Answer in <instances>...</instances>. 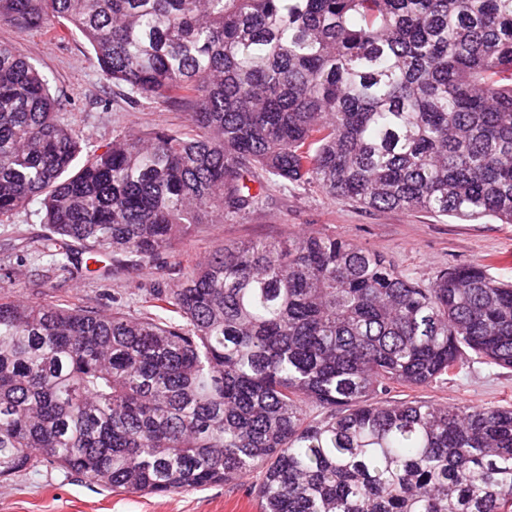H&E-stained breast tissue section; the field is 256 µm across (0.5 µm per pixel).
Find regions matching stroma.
I'll list each match as a JSON object with an SVG mask.
<instances>
[{
  "mask_svg": "<svg viewBox=\"0 0 512 512\" xmlns=\"http://www.w3.org/2000/svg\"><path fill=\"white\" fill-rule=\"evenodd\" d=\"M0 42L48 76L65 95L68 123L79 130L91 150L116 133H144L166 127L186 130L184 108L158 99L130 103L125 88L113 85L100 71L82 34L50 24L37 32L0 24ZM313 227L359 247L382 254L411 276L428 280L453 265L484 261L491 276L512 280V224L492 219L459 221L424 212L364 210L310 187L267 184L263 209L243 219L193 225L156 265L120 270L107 280L90 273L69 275L56 270L51 257L39 255L45 234L44 212L32 202L0 220V286L37 302L68 301L108 311L136 310L147 290L169 287L185 269L224 244L249 239H283ZM390 400H434L448 405L512 404V370L467 360L454 377L423 391H393ZM251 479L212 485L169 496L112 491L63 472L37 467L9 479L0 478V512H259Z\"/></svg>",
  "mask_w": 512,
  "mask_h": 512,
  "instance_id": "1",
  "label": "stroma"
}]
</instances>
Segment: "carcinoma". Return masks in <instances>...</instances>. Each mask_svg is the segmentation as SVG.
<instances>
[{
	"label": "carcinoma",
	"mask_w": 512,
	"mask_h": 512,
	"mask_svg": "<svg viewBox=\"0 0 512 512\" xmlns=\"http://www.w3.org/2000/svg\"><path fill=\"white\" fill-rule=\"evenodd\" d=\"M80 31L131 101L192 133L83 153L67 99L0 42V217L42 197L61 268L151 266L264 181L366 209L512 224V0H0ZM146 313L0 291V478L39 465L170 495L258 475L261 512H512V405L383 403L512 369V282H428L315 229L226 244ZM319 411L313 415V411Z\"/></svg>",
	"instance_id": "obj_1"
}]
</instances>
